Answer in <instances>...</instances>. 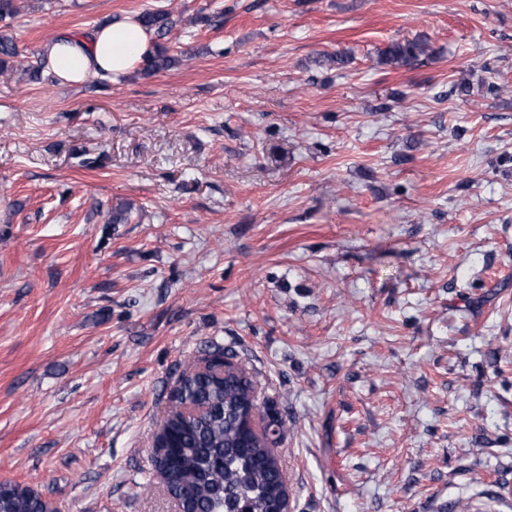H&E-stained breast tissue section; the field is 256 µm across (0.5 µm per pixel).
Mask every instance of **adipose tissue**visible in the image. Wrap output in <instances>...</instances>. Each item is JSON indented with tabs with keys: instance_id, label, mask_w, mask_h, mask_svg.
Here are the masks:
<instances>
[{
	"instance_id": "ef3b65f1",
	"label": "adipose tissue",
	"mask_w": 512,
	"mask_h": 512,
	"mask_svg": "<svg viewBox=\"0 0 512 512\" xmlns=\"http://www.w3.org/2000/svg\"><path fill=\"white\" fill-rule=\"evenodd\" d=\"M150 46L149 35L138 23L123 17L85 35L58 36L45 45L44 54L59 83L73 85L135 71Z\"/></svg>"
}]
</instances>
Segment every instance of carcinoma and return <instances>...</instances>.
<instances>
[{
  "label": "carcinoma",
  "mask_w": 512,
  "mask_h": 512,
  "mask_svg": "<svg viewBox=\"0 0 512 512\" xmlns=\"http://www.w3.org/2000/svg\"><path fill=\"white\" fill-rule=\"evenodd\" d=\"M154 36L153 50L144 56L142 72L152 75L181 63L170 54L165 39L178 20L163 10H146L137 16ZM189 26L216 28L219 15L202 12L185 19ZM429 56L424 39L395 41L383 51L386 63L411 67L420 57ZM181 393L202 407L193 418H186L171 406L162 420L160 432L176 435L179 450L164 459L163 466L174 486L184 491L195 512H273L286 495L275 446L278 438L266 429L245 436L244 424L256 405L249 380L227 363L224 377L192 374L183 378ZM4 512H38L40 502L31 496H16L0 504Z\"/></svg>",
  "instance_id": "cac0c4a2"
}]
</instances>
